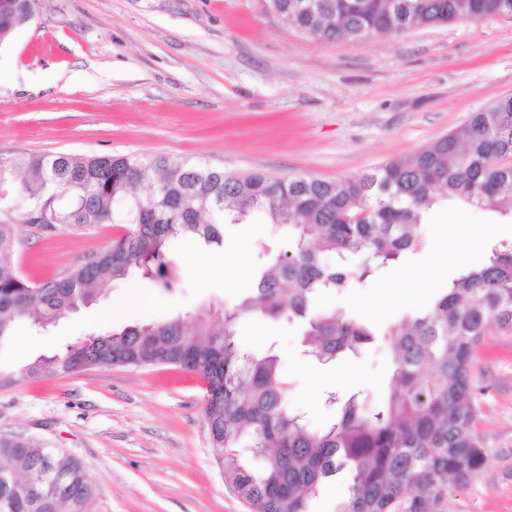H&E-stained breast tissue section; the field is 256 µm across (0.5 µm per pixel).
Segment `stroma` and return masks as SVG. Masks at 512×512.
<instances>
[{"label":"stroma","instance_id":"35a3bbf8","mask_svg":"<svg viewBox=\"0 0 512 512\" xmlns=\"http://www.w3.org/2000/svg\"><path fill=\"white\" fill-rule=\"evenodd\" d=\"M512 93V18L421 27L396 36L321 42L285 25L267 0H37L33 20L0 44V154H168L228 174L298 173L333 180L412 154ZM113 223L18 228V263L33 281L108 249ZM420 254L326 302L376 324L427 307L490 244L512 242V223L476 206L442 204L422 226ZM457 238L432 269L441 234ZM291 250L264 211L225 224L224 245L182 240L173 290L132 275L49 333L19 322L0 341V433H19L81 461L99 512H249L224 481L204 413L203 378L173 366L117 367L19 378L41 356H64L91 334L220 308L245 293L263 247ZM251 350L275 341L288 401L313 426L330 421L329 391H389L382 347L334 365L300 352L295 326L244 321ZM482 473L455 486L448 512H512V330L491 327L473 368Z\"/></svg>","mask_w":512,"mask_h":512}]
</instances>
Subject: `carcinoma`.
Wrapping results in <instances>:
<instances>
[{
  "mask_svg": "<svg viewBox=\"0 0 512 512\" xmlns=\"http://www.w3.org/2000/svg\"><path fill=\"white\" fill-rule=\"evenodd\" d=\"M35 0H0V43L34 15ZM284 24L321 41L403 34L426 25L512 18V0H268ZM0 340L26 318L42 330L89 304L133 268L170 290L174 239L224 244V221L267 212L288 230L292 254L265 250L250 291L219 312L129 326L90 336L23 376L99 366L172 365L206 383L205 415L224 479L251 512H310L323 486L346 481L336 512H448V488L477 476L486 454L475 431L472 364L490 326L512 328V243L455 275L430 305L380 329L325 305L377 270L421 253L420 231L442 200L485 207L512 220V94L404 160L359 176L324 180L223 170L169 155L18 154L0 157ZM148 188L141 196L139 187ZM125 204V232L92 259L44 282L17 266L21 224L89 230ZM285 320L303 353L327 365L382 343L392 391L373 405L357 391L330 392L334 419L311 427L288 404L274 346L245 351L241 320ZM0 512H98V492L73 456L19 434H0Z\"/></svg>",
  "mask_w": 512,
  "mask_h": 512,
  "instance_id": "carcinoma-1",
  "label": "carcinoma"
}]
</instances>
